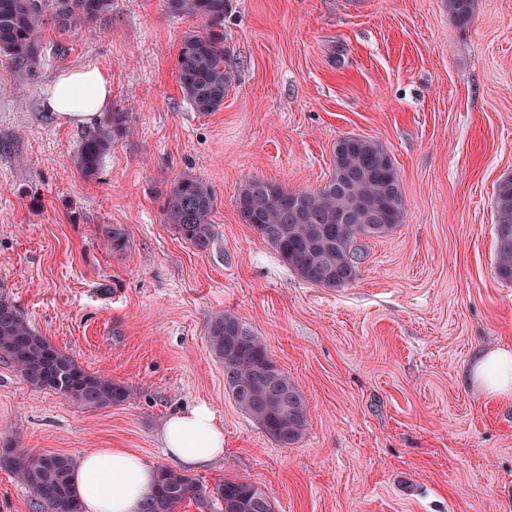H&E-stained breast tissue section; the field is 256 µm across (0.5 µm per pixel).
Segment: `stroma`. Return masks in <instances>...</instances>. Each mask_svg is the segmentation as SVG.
<instances>
[{"label": "stroma", "mask_w": 512, "mask_h": 512, "mask_svg": "<svg viewBox=\"0 0 512 512\" xmlns=\"http://www.w3.org/2000/svg\"><path fill=\"white\" fill-rule=\"evenodd\" d=\"M196 26L167 0H112L92 31L48 25L35 67L0 55V293L127 391L89 408L0 358V451L132 448L168 467L162 423L204 403L224 457L191 478H248L274 512H512V399L464 374L477 352L512 344L493 208L512 175V0H477L464 28L446 0H232L235 80L208 114L177 78ZM86 63L108 73V109L132 126L91 178L76 165L88 127L42 103L59 71ZM347 135L391 156L404 214L366 240L352 283L323 288L241 221L237 198L255 179L324 186ZM186 174L214 195L205 251L163 216ZM106 224L123 228L124 250L104 241ZM217 312L247 322L305 394L298 443L280 446L232 401L207 337ZM0 512H45L1 466Z\"/></svg>", "instance_id": "obj_1"}]
</instances>
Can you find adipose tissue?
<instances>
[{
	"label": "adipose tissue",
	"instance_id": "obj_1",
	"mask_svg": "<svg viewBox=\"0 0 512 512\" xmlns=\"http://www.w3.org/2000/svg\"><path fill=\"white\" fill-rule=\"evenodd\" d=\"M107 73L89 63L58 73L44 107L75 124L97 122L111 100ZM468 380L489 398H512V349L484 351L471 362ZM166 455L184 468L205 467L224 455V430L204 403L178 410L163 423ZM157 469L126 448H91L76 458L73 482L85 512H142Z\"/></svg>",
	"mask_w": 512,
	"mask_h": 512
}]
</instances>
